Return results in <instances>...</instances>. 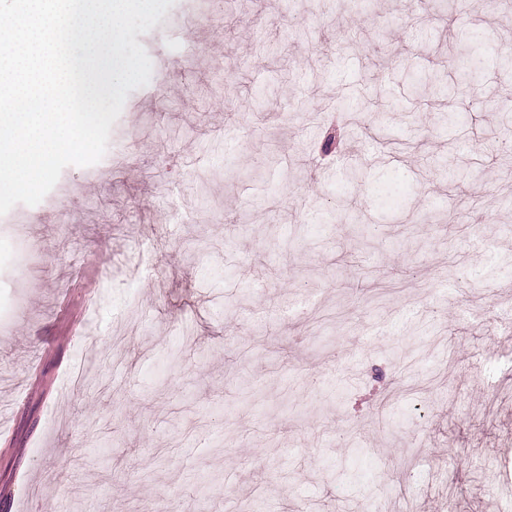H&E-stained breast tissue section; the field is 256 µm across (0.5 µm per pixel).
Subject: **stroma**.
Listing matches in <instances>:
<instances>
[{"label":"stroma","mask_w":512,"mask_h":512,"mask_svg":"<svg viewBox=\"0 0 512 512\" xmlns=\"http://www.w3.org/2000/svg\"><path fill=\"white\" fill-rule=\"evenodd\" d=\"M478 5L176 0L139 36L102 160L0 216V512H512V9ZM457 54L453 64L462 84L473 87L478 81V70L473 67L474 61H479L484 51L483 37L476 31L456 40Z\"/></svg>","instance_id":"35a3bbf8"}]
</instances>
